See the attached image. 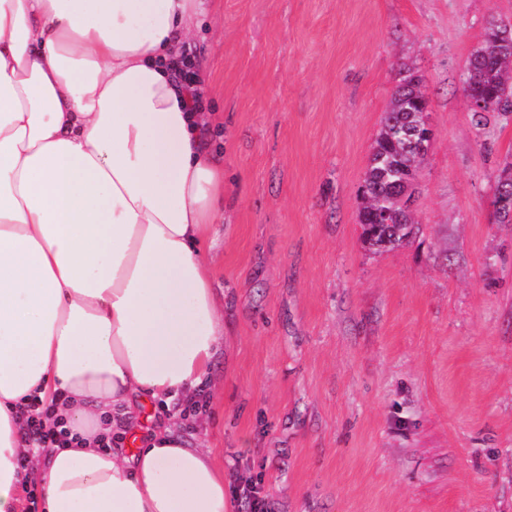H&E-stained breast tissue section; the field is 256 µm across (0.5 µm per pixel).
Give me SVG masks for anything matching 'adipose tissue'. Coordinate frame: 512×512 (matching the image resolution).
Here are the masks:
<instances>
[{"instance_id": "1", "label": "adipose tissue", "mask_w": 512, "mask_h": 512, "mask_svg": "<svg viewBox=\"0 0 512 512\" xmlns=\"http://www.w3.org/2000/svg\"><path fill=\"white\" fill-rule=\"evenodd\" d=\"M210 0H0V512H229L224 471L140 403L224 343L204 244L224 166L175 70ZM44 414L65 448L26 428Z\"/></svg>"}]
</instances>
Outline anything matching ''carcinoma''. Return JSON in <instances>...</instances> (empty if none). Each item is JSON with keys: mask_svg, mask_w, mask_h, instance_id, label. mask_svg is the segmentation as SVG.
Returning <instances> with one entry per match:
<instances>
[{"mask_svg": "<svg viewBox=\"0 0 512 512\" xmlns=\"http://www.w3.org/2000/svg\"><path fill=\"white\" fill-rule=\"evenodd\" d=\"M402 73L391 105L384 113L362 185L364 193L361 195L360 224L364 242L378 251L402 246L416 229L410 214L398 208L397 202L390 199L396 193L404 169L412 164H421V159L401 138V131L414 123V113L427 108L421 78L406 67ZM511 79L512 42L498 44V33L488 28L483 40L471 51L465 66L464 83L469 87L470 97L483 103L478 109L468 106L476 126L485 127L496 117L512 112V101L500 96L502 84ZM391 206L398 213L396 221L391 224L376 222L374 211Z\"/></svg>", "mask_w": 512, "mask_h": 512, "instance_id": "carcinoma-1", "label": "carcinoma"}]
</instances>
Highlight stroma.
I'll return each mask as SVG.
<instances>
[{"mask_svg":"<svg viewBox=\"0 0 512 512\" xmlns=\"http://www.w3.org/2000/svg\"><path fill=\"white\" fill-rule=\"evenodd\" d=\"M512 0H213L205 68L224 217V345L199 412L158 401L268 512H512V223L490 207L512 115L480 129L465 62ZM434 140L404 246L367 248L359 189L401 65Z\"/></svg>","mask_w":512,"mask_h":512,"instance_id":"1","label":"stroma"}]
</instances>
